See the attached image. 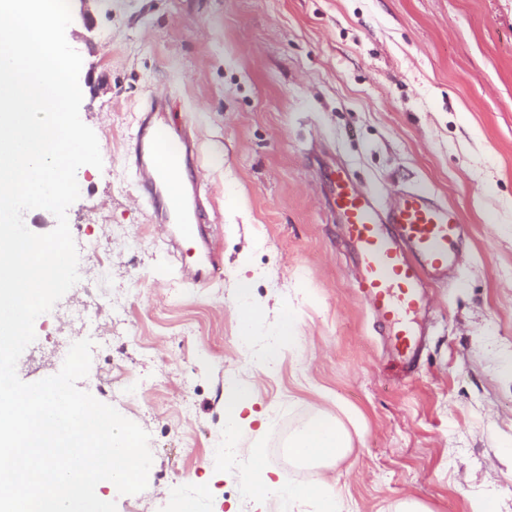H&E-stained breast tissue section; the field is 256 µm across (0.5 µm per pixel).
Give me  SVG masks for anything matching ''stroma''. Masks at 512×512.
Here are the masks:
<instances>
[{
  "mask_svg": "<svg viewBox=\"0 0 512 512\" xmlns=\"http://www.w3.org/2000/svg\"><path fill=\"white\" fill-rule=\"evenodd\" d=\"M70 10L80 117L103 166L77 173L68 210L80 280L36 320L17 374H56L73 342L92 339L79 388L146 430L153 456L143 492L105 488L117 512H180L186 497L199 512H280L276 496L252 499L223 452L230 385L254 391L259 418L240 445L273 481L317 477L278 459L321 408L351 435L326 472L344 512H392L407 498L428 512H512V0H72ZM157 91L198 138L223 257L202 284L173 268L135 203L126 144ZM341 163L381 197L421 189L462 214L448 283L423 296L415 373L357 296L353 248L328 208L326 175ZM243 299L258 313L247 354L236 343ZM286 309L298 340L257 369ZM100 325L111 335L98 338ZM130 384L141 388L133 399Z\"/></svg>",
  "mask_w": 512,
  "mask_h": 512,
  "instance_id": "1",
  "label": "stroma"
}]
</instances>
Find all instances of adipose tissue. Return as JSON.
Here are the masks:
<instances>
[{"label": "adipose tissue", "instance_id": "1", "mask_svg": "<svg viewBox=\"0 0 512 512\" xmlns=\"http://www.w3.org/2000/svg\"><path fill=\"white\" fill-rule=\"evenodd\" d=\"M350 447V435L337 419L325 410L288 437V455L299 464L319 469L329 468ZM250 493L255 501L268 494L277 495L285 512H300V504L309 498L319 499L321 512H341V503L333 484L317 479L307 484L283 486L274 482L262 463H254L248 477Z\"/></svg>", "mask_w": 512, "mask_h": 512}]
</instances>
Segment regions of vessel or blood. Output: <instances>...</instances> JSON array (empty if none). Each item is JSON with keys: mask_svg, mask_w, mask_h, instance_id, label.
Segmentation results:
<instances>
[{"mask_svg": "<svg viewBox=\"0 0 512 512\" xmlns=\"http://www.w3.org/2000/svg\"><path fill=\"white\" fill-rule=\"evenodd\" d=\"M172 104L153 96L144 106L127 144V157L138 187L137 201L157 219L189 226L174 241L181 268L196 279L213 276L221 254L197 197V147L187 130L168 117ZM331 203L353 246L360 298L388 326V340L408 369L420 352L416 321L422 290L441 284L464 235L460 213L418 190L396 196L382 206L367 187L357 184L340 165L328 175Z\"/></svg>", "mask_w": 512, "mask_h": 512, "instance_id": "obj_1", "label": "vessel or blood"}]
</instances>
